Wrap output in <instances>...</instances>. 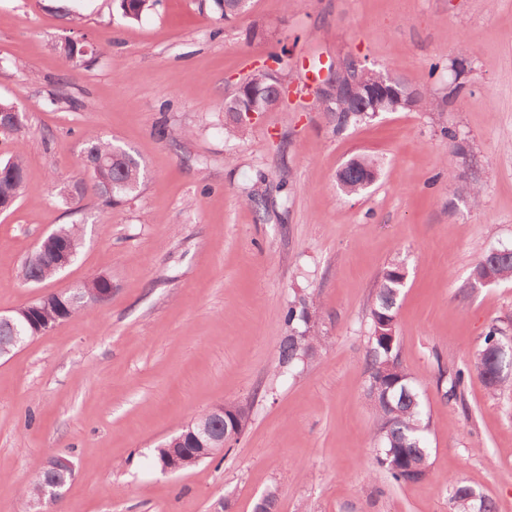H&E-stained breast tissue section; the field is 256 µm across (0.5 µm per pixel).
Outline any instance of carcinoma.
I'll use <instances>...</instances> for the list:
<instances>
[{
    "label": "carcinoma",
    "mask_w": 512,
    "mask_h": 512,
    "mask_svg": "<svg viewBox=\"0 0 512 512\" xmlns=\"http://www.w3.org/2000/svg\"><path fill=\"white\" fill-rule=\"evenodd\" d=\"M155 0H119L122 15L133 21L139 20L151 10ZM215 6L221 17L229 21L245 12L247 7L241 0H215ZM272 81L267 74L259 72L251 82L237 88L236 92L224 102V112L230 117L225 124V133L230 137L244 134L248 126V112L253 106L264 107L268 99V87ZM464 84L452 79L448 84V93L441 99L434 98L426 84L416 86L417 104L421 110L439 107L456 97ZM366 91L362 90L344 106L327 111L332 131L339 134L350 126L358 125L369 119V113L360 111L368 106L364 101ZM102 160V164L92 170L90 187L107 205H117L124 198L137 191L143 178L141 161L129 152L115 146L110 141L89 140L82 151L81 166L87 168L92 160ZM379 172L378 161L362 156L359 163L347 168L337 179L338 186L346 194H358L364 189L363 173ZM28 173L23 159L19 156L0 161V198L3 200L19 198L24 180L21 176ZM84 241V225L61 224L52 236L44 241L45 252L51 253L56 247H66L73 256H78ZM508 247L490 248L485 251L472 269V278L483 275L490 269L499 280H512V256ZM407 268L405 261L398 260L387 264L381 271L375 289V300L370 310L372 336L366 353L368 373L367 394L371 398L373 412L377 421V436L380 442L377 464L397 483H415L426 479L430 474V448L427 447V433L430 419L425 411L424 397L416 387L413 377L403 366L398 336V308L403 289L406 287L400 271ZM21 274L23 279L42 283L57 276L51 271L46 260L24 262ZM96 303L94 288L79 291L65 290L50 292L46 297L29 303L34 321L40 326H51L60 319L78 316L86 307ZM315 300L300 296L288 303L284 312V322L288 334L282 337L279 345L278 365L283 375H295L308 360L312 359L321 347V338L311 325L310 305ZM34 326L24 317L15 315L12 324L0 323V345L9 346L17 336L32 338ZM507 336L493 325L484 336L482 346L474 353L470 364L456 369L449 379L448 390L444 396L458 399L472 376H477L485 388L494 393L512 383L505 375L499 385H488L487 374L491 372V360L498 347ZM154 456L159 466L175 465L185 471L207 459L214 458L211 448H194L188 454H179L171 458V449L157 447ZM71 479L68 472L52 469L45 464L22 488V496L27 502L29 512H44L45 501L42 489L49 482L67 484ZM469 485L458 481L453 485V512H471L468 500Z\"/></svg>",
    "instance_id": "carcinoma-1"
}]
</instances>
